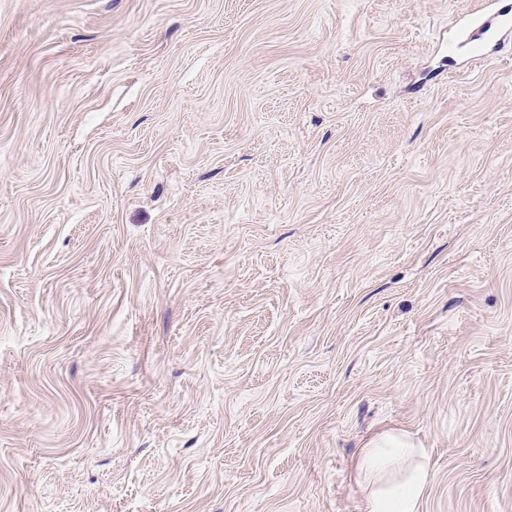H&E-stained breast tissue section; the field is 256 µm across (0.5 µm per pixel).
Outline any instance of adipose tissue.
Here are the masks:
<instances>
[{
  "mask_svg": "<svg viewBox=\"0 0 512 512\" xmlns=\"http://www.w3.org/2000/svg\"><path fill=\"white\" fill-rule=\"evenodd\" d=\"M357 479L367 490L365 512H420L432 480L429 453L407 434H380L362 448Z\"/></svg>",
  "mask_w": 512,
  "mask_h": 512,
  "instance_id": "obj_1",
  "label": "adipose tissue"
}]
</instances>
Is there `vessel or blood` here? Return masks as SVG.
I'll list each match as a JSON object with an SVG mask.
<instances>
[{"label": "vessel or blood", "instance_id": "vessel-or-blood-1", "mask_svg": "<svg viewBox=\"0 0 512 512\" xmlns=\"http://www.w3.org/2000/svg\"><path fill=\"white\" fill-rule=\"evenodd\" d=\"M449 46L478 59L502 55L512 46V0H486L454 32Z\"/></svg>", "mask_w": 512, "mask_h": 512}]
</instances>
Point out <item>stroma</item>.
Returning a JSON list of instances; mask_svg holds the SVG:
<instances>
[{
	"instance_id": "obj_1",
	"label": "stroma",
	"mask_w": 512,
	"mask_h": 512,
	"mask_svg": "<svg viewBox=\"0 0 512 512\" xmlns=\"http://www.w3.org/2000/svg\"><path fill=\"white\" fill-rule=\"evenodd\" d=\"M471 0H0V512H512V63ZM508 2L485 1V6L470 13L466 23L454 32L450 48L477 59L503 55L512 45V7ZM357 479L367 490L365 512H420L432 480L429 453L406 433H382L361 449Z\"/></svg>"
}]
</instances>
